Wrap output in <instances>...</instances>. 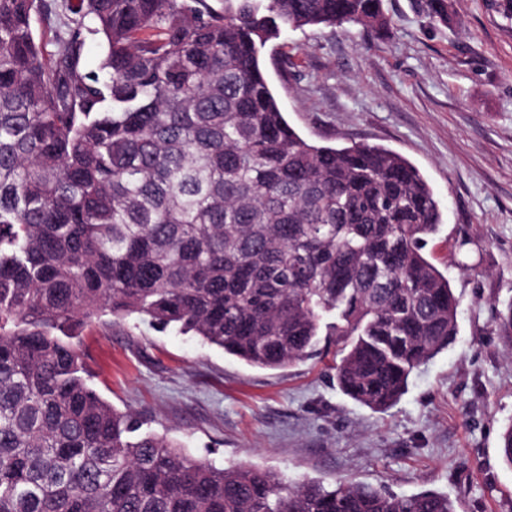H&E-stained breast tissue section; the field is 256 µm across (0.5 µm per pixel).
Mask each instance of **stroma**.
<instances>
[{"instance_id":"stroma-1","label":"stroma","mask_w":512,"mask_h":512,"mask_svg":"<svg viewBox=\"0 0 512 512\" xmlns=\"http://www.w3.org/2000/svg\"><path fill=\"white\" fill-rule=\"evenodd\" d=\"M423 3L384 0V34L291 30L264 56L299 134L388 147L440 202L427 253L460 299L458 333L413 371L400 401L376 412L344 395L330 352L257 368L134 317L89 323L81 348L114 408L216 466L433 490L456 512H512V467L500 453L512 424L511 342L493 322L512 305V9L452 0L448 24Z\"/></svg>"}]
</instances>
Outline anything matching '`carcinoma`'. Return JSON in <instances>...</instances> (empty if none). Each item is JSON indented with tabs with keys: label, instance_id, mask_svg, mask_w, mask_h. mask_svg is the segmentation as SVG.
Returning <instances> with one entry per match:
<instances>
[{
	"label": "carcinoma",
	"instance_id": "1",
	"mask_svg": "<svg viewBox=\"0 0 512 512\" xmlns=\"http://www.w3.org/2000/svg\"><path fill=\"white\" fill-rule=\"evenodd\" d=\"M345 24L390 18L383 0H0V512H455L195 459L94 390L78 341L135 316L268 369L324 341L373 410L455 341L422 172L303 138L267 78L284 31Z\"/></svg>",
	"mask_w": 512,
	"mask_h": 512
}]
</instances>
